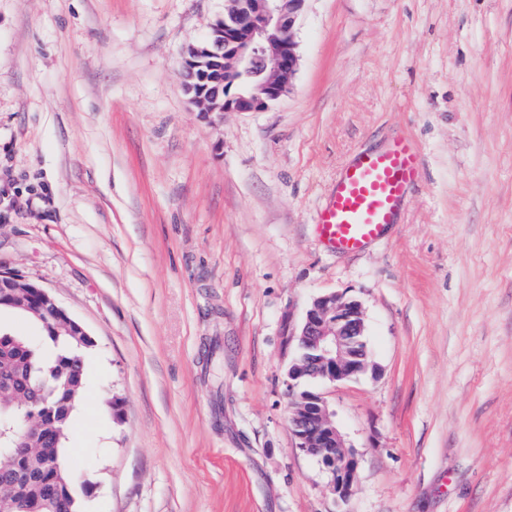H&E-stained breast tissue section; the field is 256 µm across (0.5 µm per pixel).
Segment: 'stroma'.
Returning a JSON list of instances; mask_svg holds the SVG:
<instances>
[{
  "instance_id": "1",
  "label": "stroma",
  "mask_w": 512,
  "mask_h": 512,
  "mask_svg": "<svg viewBox=\"0 0 512 512\" xmlns=\"http://www.w3.org/2000/svg\"><path fill=\"white\" fill-rule=\"evenodd\" d=\"M224 0H0V270L89 332L81 512H512V0H306L262 112L205 119L178 72ZM422 155L356 255L314 218L396 137ZM364 312L377 375L302 381L358 459L299 447L312 301Z\"/></svg>"
}]
</instances>
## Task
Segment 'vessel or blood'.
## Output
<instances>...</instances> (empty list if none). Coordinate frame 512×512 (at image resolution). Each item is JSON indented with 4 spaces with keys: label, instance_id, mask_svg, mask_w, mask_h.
<instances>
[{
    "label": "vessel or blood",
    "instance_id": "b4317fda",
    "mask_svg": "<svg viewBox=\"0 0 512 512\" xmlns=\"http://www.w3.org/2000/svg\"><path fill=\"white\" fill-rule=\"evenodd\" d=\"M420 155L407 137L384 151L359 155L339 175L315 229L326 248L354 253L383 237L417 179Z\"/></svg>",
    "mask_w": 512,
    "mask_h": 512
}]
</instances>
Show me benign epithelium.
Masks as SVG:
<instances>
[{
	"label": "benign epithelium",
	"instance_id": "1",
	"mask_svg": "<svg viewBox=\"0 0 512 512\" xmlns=\"http://www.w3.org/2000/svg\"><path fill=\"white\" fill-rule=\"evenodd\" d=\"M304 2L225 0L224 20L206 39L186 49L179 73L184 87L195 91L191 101L200 111L218 119L226 112H262L288 92L299 67L296 23ZM0 288L31 289L39 297L38 305L22 309L36 316L48 310L65 321L70 333L91 340L84 325L39 284L1 272ZM297 336L302 355L288 369L290 423L300 448L318 459L330 475L333 492L346 497L357 461L346 449L325 398L300 391L298 386L308 376L336 384L372 370L360 304L335 294L315 298ZM0 397L19 408L9 421L10 430L22 425L21 433H14L0 451L31 457L42 470L60 469L58 460L42 452L44 430L57 422L55 411L39 406L33 391L7 382L0 384ZM26 500L15 482L0 479V512H23Z\"/></svg>",
	"mask_w": 512,
	"mask_h": 512
}]
</instances>
